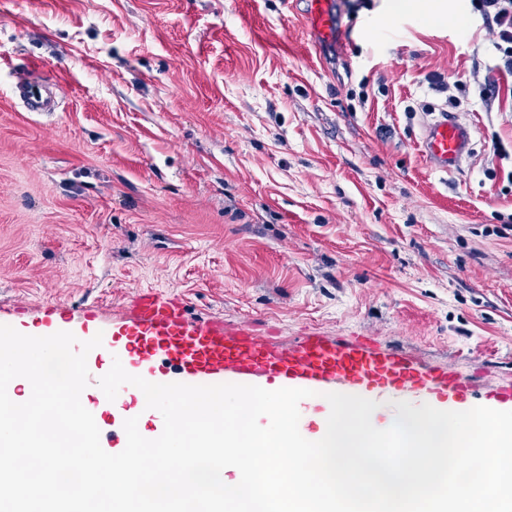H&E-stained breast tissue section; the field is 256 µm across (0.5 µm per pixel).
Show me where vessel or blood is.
I'll use <instances>...</instances> for the list:
<instances>
[{
    "mask_svg": "<svg viewBox=\"0 0 512 512\" xmlns=\"http://www.w3.org/2000/svg\"><path fill=\"white\" fill-rule=\"evenodd\" d=\"M304 16L323 38L342 39L334 0H304ZM14 94L31 112H50L59 94L47 73L17 82ZM469 130L452 114L438 113L424 128L421 148L438 172L459 169L469 154ZM127 358L146 372L167 366L192 379L224 374L243 384L290 380L319 394L349 388L372 398L420 392L433 399L465 398L470 381L438 368H426L404 352L376 347L370 338L342 339L307 333L292 347L275 345L247 325L189 321L180 305L152 293L141 294L121 334Z\"/></svg>",
    "mask_w": 512,
    "mask_h": 512,
    "instance_id": "b4317fda",
    "label": "vessel or blood"
}]
</instances>
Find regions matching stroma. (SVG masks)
<instances>
[{
	"label": "stroma",
	"mask_w": 512,
	"mask_h": 512,
	"mask_svg": "<svg viewBox=\"0 0 512 512\" xmlns=\"http://www.w3.org/2000/svg\"><path fill=\"white\" fill-rule=\"evenodd\" d=\"M0 0V324L83 341L145 292L289 346L368 336L512 385V79L470 0ZM61 88L49 114L11 88ZM462 80L457 102L430 74ZM471 129L431 170L432 112ZM305 3L304 17L311 26L328 41L343 38L340 30L334 0H301ZM46 88L47 96L41 98L32 93L33 89ZM14 94L23 102L30 112H51L55 107V97L59 95L58 85L49 73H33L26 81H19L14 86Z\"/></svg>",
	"instance_id": "1"
}]
</instances>
